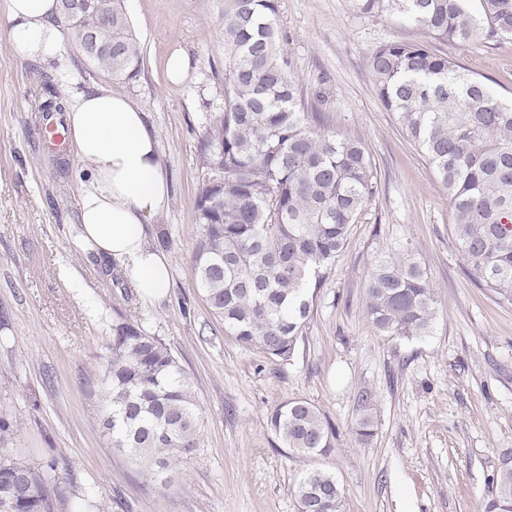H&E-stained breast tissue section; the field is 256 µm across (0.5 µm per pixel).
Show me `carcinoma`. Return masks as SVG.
<instances>
[{
	"label": "carcinoma",
	"instance_id": "cac0c4a2",
	"mask_svg": "<svg viewBox=\"0 0 512 512\" xmlns=\"http://www.w3.org/2000/svg\"><path fill=\"white\" fill-rule=\"evenodd\" d=\"M112 43L89 63L109 77L139 72L141 45L125 0H101ZM353 0L369 17H399L439 42H512V0ZM224 37V109L209 119L204 166L224 176L197 189L198 235L191 259L196 285L224 331L269 359L289 361L310 318L308 290L343 250L377 193L364 142L305 111L291 77L276 0H219ZM374 88L448 190L453 235L481 286L512 299V103L427 43L393 41L369 58ZM38 110L63 112L46 87ZM372 328L390 339L426 336L437 315L436 293L414 251L380 252L365 288ZM104 357L101 402L112 447L125 451L153 480L182 475L201 447V415L193 385L172 349L141 325L119 322ZM377 400L357 397L354 432L376 434ZM271 431L292 459L326 455L335 429L310 402L295 398L273 410ZM484 512H512V465L490 479ZM290 493L298 512H342L334 473L302 472ZM51 493L40 468L0 454V504L11 512H49Z\"/></svg>",
	"mask_w": 512,
	"mask_h": 512
}]
</instances>
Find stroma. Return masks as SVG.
Returning <instances> with one entry per match:
<instances>
[{"mask_svg":"<svg viewBox=\"0 0 512 512\" xmlns=\"http://www.w3.org/2000/svg\"><path fill=\"white\" fill-rule=\"evenodd\" d=\"M292 77L324 123L360 137L379 192L313 289V314L293 358L267 359L225 335L195 286L191 255L207 117L224 107V40L216 0H126L142 48L132 79H111L64 42L51 65L16 57L0 17V414L17 432L9 454L63 459L52 512H298L290 489L321 467L344 489V512H482L488 480L512 455V301L479 286L451 233L448 192L377 96L369 57L389 41L425 42L395 17H367L352 0H278ZM191 61L180 84L166 60ZM501 98L512 101V43H437ZM58 91L107 85L142 108L170 186L154 219V245L171 258L160 303L117 287L112 262L75 244L71 149L51 144L36 112L43 81ZM411 244L437 293L430 335L388 339L364 309L374 257ZM136 322L170 345L192 378L203 444L178 483L147 479L113 448L101 423L105 346L118 322ZM377 397L366 446L352 427L362 388ZM316 405L335 446L309 462L286 457L268 426L292 398ZM189 59L182 50H174L166 61V72L170 82L182 83L189 74Z\"/></svg>","mask_w":512,"mask_h":512,"instance_id":"1","label":"stroma"}]
</instances>
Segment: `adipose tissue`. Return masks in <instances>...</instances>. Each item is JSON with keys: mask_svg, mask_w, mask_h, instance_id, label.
<instances>
[{"mask_svg": "<svg viewBox=\"0 0 512 512\" xmlns=\"http://www.w3.org/2000/svg\"><path fill=\"white\" fill-rule=\"evenodd\" d=\"M14 54L46 64L63 49L58 0H0ZM65 116L79 167L78 245L115 260L151 303L171 288V261L148 240V221L163 214L170 192L160 148L144 112L105 87L71 94Z\"/></svg>", "mask_w": 512, "mask_h": 512, "instance_id": "adipose-tissue-1", "label": "adipose tissue"}]
</instances>
